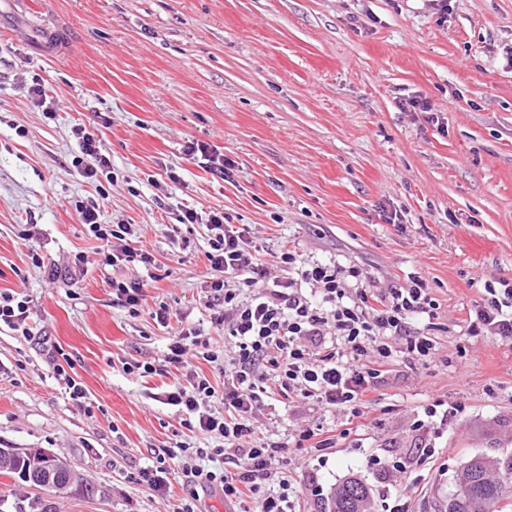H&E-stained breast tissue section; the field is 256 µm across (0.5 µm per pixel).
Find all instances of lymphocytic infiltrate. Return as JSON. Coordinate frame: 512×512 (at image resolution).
I'll return each instance as SVG.
<instances>
[{
    "instance_id": "f902f5d3",
    "label": "lymphocytic infiltrate",
    "mask_w": 512,
    "mask_h": 512,
    "mask_svg": "<svg viewBox=\"0 0 512 512\" xmlns=\"http://www.w3.org/2000/svg\"><path fill=\"white\" fill-rule=\"evenodd\" d=\"M100 209L92 200L76 206L80 223L103 242L105 261L154 266V257L137 248L133 225L101 223ZM179 221L206 223L211 233L207 259L217 276L208 289L220 306L212 322L224 331V347L212 349L196 329H181L164 360L185 371L162 391L160 401L183 413L189 431L220 439L222 446L192 450L185 442L173 443L152 466L140 470V479L163 492L174 460L189 452L201 459L222 455L233 470H189L202 491H221L226 502L238 504L239 512H288L287 486L271 487L273 466L285 446L269 435L257 437V413L276 393L316 400L350 420L360 417L385 365L400 356L423 360L432 355L436 303L417 275L405 285L371 294L362 271L353 266L311 262L291 249L275 254L273 262L263 261L247 228L226 223L220 211L202 215L184 205ZM112 288L132 314L145 312L158 325L169 326V306L159 302L147 307L141 283L116 281ZM486 293L474 328L511 341L512 285L490 287ZM191 356L220 371L223 390H216L204 373L187 368ZM217 398L224 405L220 413L212 409Z\"/></svg>"
}]
</instances>
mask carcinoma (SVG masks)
<instances>
[{
  "instance_id": "obj_1",
  "label": "carcinoma",
  "mask_w": 512,
  "mask_h": 512,
  "mask_svg": "<svg viewBox=\"0 0 512 512\" xmlns=\"http://www.w3.org/2000/svg\"><path fill=\"white\" fill-rule=\"evenodd\" d=\"M32 471L41 473L47 490L83 497L96 494V487L82 474L44 448H24L10 459L8 466L0 465V474L13 478L19 486L28 485L27 474ZM511 478L512 464L494 479L484 457H472L455 481V489L448 498L449 512H497L495 506L503 500L504 483ZM368 495V486L362 480L349 477L335 488L330 512H367Z\"/></svg>"
}]
</instances>
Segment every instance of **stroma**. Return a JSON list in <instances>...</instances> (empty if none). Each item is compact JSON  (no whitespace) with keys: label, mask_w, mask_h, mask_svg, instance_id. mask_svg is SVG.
I'll use <instances>...</instances> for the list:
<instances>
[{"label":"stroma","mask_w":512,"mask_h":512,"mask_svg":"<svg viewBox=\"0 0 512 512\" xmlns=\"http://www.w3.org/2000/svg\"><path fill=\"white\" fill-rule=\"evenodd\" d=\"M511 50L512 0H450L444 19L431 0H0V292L27 301L32 331L0 326V448L47 449L96 486L52 495L55 512H173L193 489L182 465L164 494L139 469L178 440L219 445L155 399L178 375L164 361L172 336L224 345L207 307L210 233L179 223L182 204L224 211L263 260L288 247L380 288L414 272L437 303L433 356L387 365L349 436L343 414L311 400L260 417L287 444L275 469L293 512H329L351 475L370 512L397 498L434 512L470 458L512 459V344L472 332L486 285L512 283ZM411 98L431 112L404 111ZM78 124L111 159L92 184L73 165ZM192 142L223 154V175L185 154ZM98 196L102 223L137 225L156 269L105 264L75 211ZM116 280L146 282L169 327L130 315ZM52 344L91 413L58 380ZM137 362L154 373L128 372ZM435 397L460 412L413 432ZM301 427L332 431L335 446H292Z\"/></svg>","instance_id":"stroma-1"}]
</instances>
